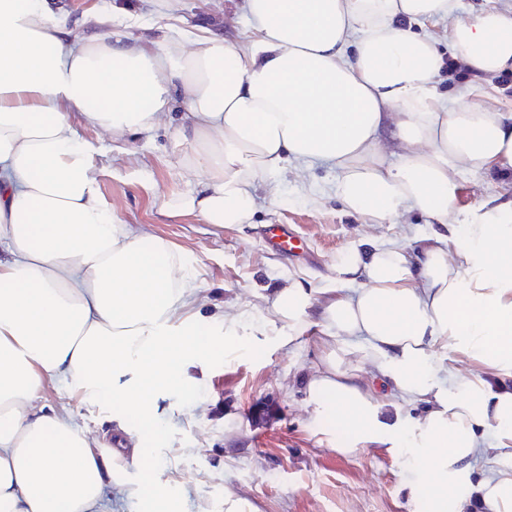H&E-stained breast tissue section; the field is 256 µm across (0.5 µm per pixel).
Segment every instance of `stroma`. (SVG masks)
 <instances>
[{
  "label": "stroma",
  "instance_id": "stroma-1",
  "mask_svg": "<svg viewBox=\"0 0 512 512\" xmlns=\"http://www.w3.org/2000/svg\"><path fill=\"white\" fill-rule=\"evenodd\" d=\"M178 15L185 28L213 30L235 44L252 33L244 0H179ZM479 82L486 93L475 104L512 113V81L497 75L482 80L464 69L455 78L443 70L435 91L452 99ZM80 134L103 147L95 163L113 211L186 255L205 314L250 315L236 339L215 336L216 357L188 367V393H155L162 440L152 457L127 466L130 482L178 502L179 512H225L228 496L258 512H432L426 471L410 456L369 443L347 451L352 437L345 423L315 415L305 379L319 363L318 338L308 330L289 336L287 324L263 300L291 279L313 289L334 287L339 253L366 240L414 242L427 231V218L409 207L395 223H365L336 198L338 168L292 164L282 176L259 178L251 223L203 224L163 208L189 189L185 148L167 121L121 141L87 128ZM272 224L288 227L297 250L283 254L267 247L264 233ZM347 361L400 412L406 428L421 420L422 403L396 396L364 350L353 349ZM40 402L70 414L101 443L112 442L121 429H140L137 417H119L114 407L77 389L47 386Z\"/></svg>",
  "mask_w": 512,
  "mask_h": 512
}]
</instances>
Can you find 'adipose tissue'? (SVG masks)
I'll return each instance as SVG.
<instances>
[{
    "label": "adipose tissue",
    "instance_id": "obj_1",
    "mask_svg": "<svg viewBox=\"0 0 512 512\" xmlns=\"http://www.w3.org/2000/svg\"><path fill=\"white\" fill-rule=\"evenodd\" d=\"M244 7L255 39L208 32L188 52L174 15L131 44L124 9L90 6L75 21L54 0H0V512H105L113 484L138 512L153 508L121 465L148 455L142 434L160 433L155 391L185 384L186 365L214 355L212 332L181 320L198 292L182 254L114 213L100 149L79 129L116 139L151 129L181 91L185 169L208 177L167 201L170 213L246 223L258 176L318 160L342 169L336 195L348 212L389 224L410 205L437 222L413 249L375 242L338 254L324 302L294 281L270 307L291 329L319 330L323 357L307 381L317 413L341 418L355 441L406 443L432 465L435 502L456 506L476 489L492 512H512V389L478 376L443 383L433 369L434 348L449 345L512 374V207L459 208L457 179L461 163L512 179V114L436 97L439 45L407 27L447 21L449 51L495 75L512 69V2L469 18L458 0ZM79 23L98 31L76 38ZM384 132L406 146L403 163L386 162ZM356 341L400 398L425 403L411 435L385 423L380 399L349 372ZM56 379L135 412L141 435L92 445L67 415L38 408ZM490 435L503 461L478 479Z\"/></svg>",
    "mask_w": 512,
    "mask_h": 512
}]
</instances>
